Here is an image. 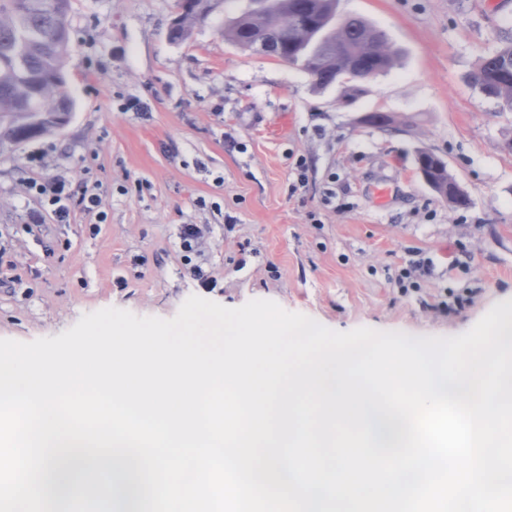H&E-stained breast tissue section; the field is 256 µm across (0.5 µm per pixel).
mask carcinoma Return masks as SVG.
<instances>
[{
	"mask_svg": "<svg viewBox=\"0 0 512 512\" xmlns=\"http://www.w3.org/2000/svg\"><path fill=\"white\" fill-rule=\"evenodd\" d=\"M171 38L186 39L207 19L201 0H175ZM70 0H0V144L51 132L73 100L61 67L70 40ZM224 36L244 51H259L300 67L317 88L344 83L355 95L391 67L396 52L366 20L336 15V0H277L265 15L230 18ZM22 68L13 65L17 51ZM473 79L482 93L512 110V39L483 57ZM421 173L440 194L453 177L444 161L422 151Z\"/></svg>",
	"mask_w": 512,
	"mask_h": 512,
	"instance_id": "1",
	"label": "carcinoma"
}]
</instances>
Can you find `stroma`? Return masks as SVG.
Instances as JSON below:
<instances>
[{
    "instance_id": "1",
    "label": "stroma",
    "mask_w": 512,
    "mask_h": 512,
    "mask_svg": "<svg viewBox=\"0 0 512 512\" xmlns=\"http://www.w3.org/2000/svg\"><path fill=\"white\" fill-rule=\"evenodd\" d=\"M242 6L225 0L175 42L174 0H71V119L0 146V338L55 337L108 307L170 319L192 295L449 337L512 298V112L473 81L512 36V0H336L398 52L348 104L225 39ZM375 111L393 130L364 124ZM422 150L467 207L422 180ZM59 175L98 186L101 215L74 202L58 222L26 188ZM185 224L207 231L215 290L183 260Z\"/></svg>"
}]
</instances>
